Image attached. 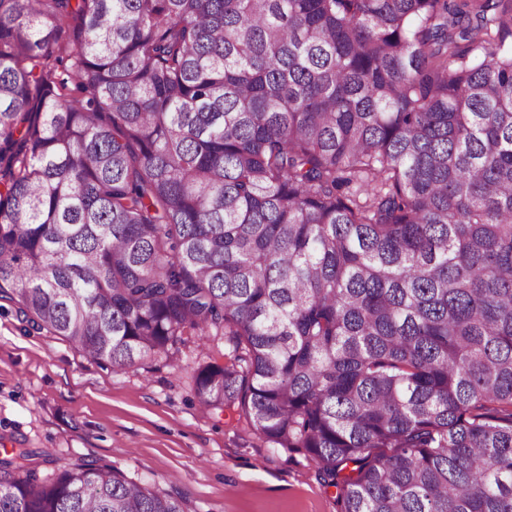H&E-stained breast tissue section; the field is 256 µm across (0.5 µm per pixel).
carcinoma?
Here are the masks:
<instances>
[{
  "instance_id": "obj_1",
  "label": "carcinoma",
  "mask_w": 512,
  "mask_h": 512,
  "mask_svg": "<svg viewBox=\"0 0 512 512\" xmlns=\"http://www.w3.org/2000/svg\"><path fill=\"white\" fill-rule=\"evenodd\" d=\"M512 0H0V299L198 366L340 512H512ZM466 41L480 54L458 50ZM0 456V512H187Z\"/></svg>"
}]
</instances>
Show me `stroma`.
I'll list each match as a JSON object with an SVG mask.
<instances>
[{"label":"stroma","instance_id":"stroma-1","mask_svg":"<svg viewBox=\"0 0 512 512\" xmlns=\"http://www.w3.org/2000/svg\"><path fill=\"white\" fill-rule=\"evenodd\" d=\"M228 337H186L122 371L0 304V449L32 448L44 472L82 460L180 493L189 512H337L315 463L271 447L239 410L206 409L198 363H226Z\"/></svg>","mask_w":512,"mask_h":512}]
</instances>
